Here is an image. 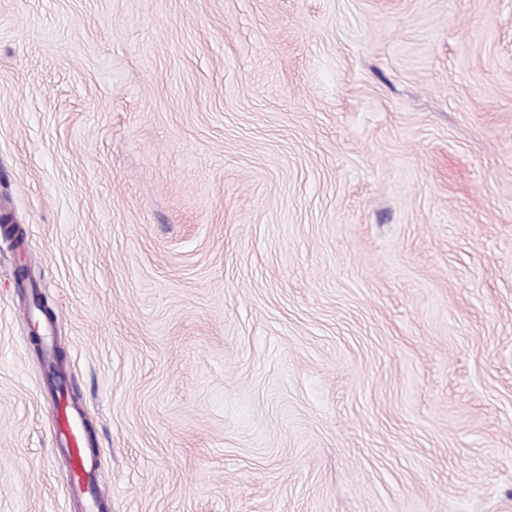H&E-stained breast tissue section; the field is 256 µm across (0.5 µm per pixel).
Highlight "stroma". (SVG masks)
<instances>
[{"mask_svg":"<svg viewBox=\"0 0 512 512\" xmlns=\"http://www.w3.org/2000/svg\"><path fill=\"white\" fill-rule=\"evenodd\" d=\"M0 213V512H512V0H0ZM55 440L67 448L72 470V491L85 494L87 512H96V504L101 499V492L96 488L91 474L87 471V439L83 432L82 416L77 410L66 406L58 416L55 426Z\"/></svg>","mask_w":512,"mask_h":512,"instance_id":"35a3bbf8","label":"stroma"}]
</instances>
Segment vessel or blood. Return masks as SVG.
I'll return each mask as SVG.
<instances>
[{
  "label": "vessel or blood",
  "mask_w": 512,
  "mask_h": 512,
  "mask_svg": "<svg viewBox=\"0 0 512 512\" xmlns=\"http://www.w3.org/2000/svg\"><path fill=\"white\" fill-rule=\"evenodd\" d=\"M55 440L68 451L73 492L84 494L88 512H95L101 493L87 469L85 452L87 439L83 432L82 416L79 411L69 407L63 409L56 422Z\"/></svg>",
  "instance_id": "obj_1"
}]
</instances>
